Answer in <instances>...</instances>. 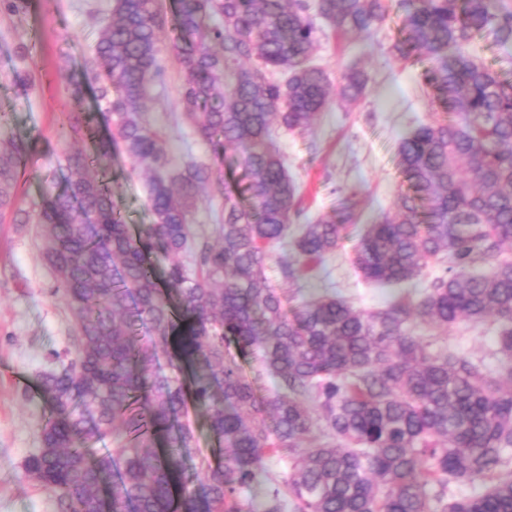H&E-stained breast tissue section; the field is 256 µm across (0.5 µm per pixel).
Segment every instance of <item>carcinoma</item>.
Masks as SVG:
<instances>
[{
  "label": "carcinoma",
  "mask_w": 512,
  "mask_h": 512,
  "mask_svg": "<svg viewBox=\"0 0 512 512\" xmlns=\"http://www.w3.org/2000/svg\"><path fill=\"white\" fill-rule=\"evenodd\" d=\"M393 9L392 49L423 65L440 111L400 140L394 211L366 227L352 264L368 283L425 286L374 310L329 292L289 309L266 276L274 247L298 284L350 238L360 200L340 191L290 235L298 186L272 133L364 97L363 70L333 80L312 63L317 20L368 36ZM489 36L512 40L500 0H178L171 21L160 0H113L68 89L66 185L31 213L15 195L31 143L0 114V213L40 226L75 322L71 348L37 375L53 417L25 463L59 512H250L243 494L261 475L263 512H512V78L477 60ZM165 52L183 73L174 120L210 164L173 167L145 110L150 90L168 89ZM88 86L109 122L93 153L80 147L94 138ZM117 150L148 175L153 222L135 234L104 179ZM229 155L245 182L225 184L220 223L201 234L196 195ZM487 320L497 370L431 350L449 327ZM242 358L273 391L257 392ZM191 407L219 454L185 480ZM103 437L118 444L110 454L91 448ZM459 481L473 493L456 497Z\"/></svg>",
  "instance_id": "carcinoma-1"
}]
</instances>
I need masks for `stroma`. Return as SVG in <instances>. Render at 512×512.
Instances as JSON below:
<instances>
[{
  "mask_svg": "<svg viewBox=\"0 0 512 512\" xmlns=\"http://www.w3.org/2000/svg\"><path fill=\"white\" fill-rule=\"evenodd\" d=\"M112 0H29L23 12H0V113L9 129L30 140L32 153L17 185V202L31 209L43 192L61 182L60 162L66 146L57 137L64 117L69 83L92 54L98 31ZM396 22L367 37H331L315 61L330 74L347 65L364 69L367 92L353 111L331 103L312 127L278 137L276 146L288 160V173L301 188L299 223L330 210L334 193L354 188L361 200V221L373 223L393 211L398 191L397 142L429 120L436 107L420 87L419 67L398 59L391 50ZM166 96H151L148 113L171 130L168 148L173 165L193 157L208 159L209 148L189 126L173 127L176 90L182 82L178 62L164 56ZM29 73L35 88L22 96L14 74ZM125 155L112 161L108 179L113 200L133 225L149 224L148 182L130 175ZM241 172L221 165L206 185L191 214L198 230H210L223 202L224 183ZM40 252L39 228L19 224L14 213L0 216V512H58L56 500L25 472V461L38 448L37 430L48 410L36 389V376L49 368V354L69 348L73 319L59 296ZM335 291L363 308L386 306L391 291L364 282L347 256L328 259L304 283L309 298ZM437 348L466 354L487 369L498 364V331L488 323L475 329L453 326L440 335Z\"/></svg>",
  "mask_w": 512,
  "mask_h": 512,
  "instance_id": "stroma-1",
  "label": "stroma"
}]
</instances>
